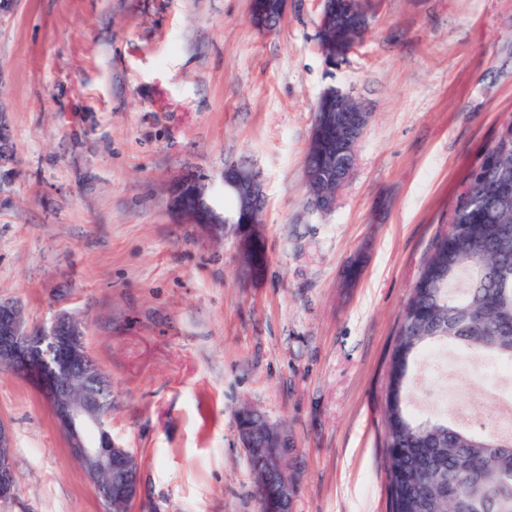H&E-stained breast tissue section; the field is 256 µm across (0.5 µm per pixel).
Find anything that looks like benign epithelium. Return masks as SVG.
I'll return each instance as SVG.
<instances>
[{"mask_svg":"<svg viewBox=\"0 0 512 512\" xmlns=\"http://www.w3.org/2000/svg\"><path fill=\"white\" fill-rule=\"evenodd\" d=\"M272 10L261 0H250L249 17L255 29L272 31L284 17L288 0H278ZM320 31L336 30V56L345 55L367 30L368 16L361 0H354L350 17L343 19L334 0H321ZM311 139L335 143L336 167L311 169L305 183L312 206L321 212L336 208L339 193L347 184L356 165V147L370 120V113L353 105V96L335 88L326 90L316 105ZM224 193L246 201L232 213L221 214L206 203L191 210L174 211L187 224H195L210 237L221 239L231 231L244 248L263 239L258 204L263 200L258 173L245 164H230L224 169ZM50 330L55 340L54 366H43L38 332L29 329L21 308L0 302V366L14 369L25 376L48 404L65 435L68 447L84 470L88 480L99 489L107 506L114 502H133L141 492L140 468L129 449L112 438L108 428L111 412L94 395L70 397L72 382L94 375L92 359L76 335V319L66 313L57 314ZM268 448L265 456L267 472L274 476L287 473L286 451L292 447L288 430L270 425L264 435ZM17 488L12 460L9 428L0 422V500L10 499Z\"/></svg>","mask_w":512,"mask_h":512,"instance_id":"7a95c632","label":"benign epithelium"}]
</instances>
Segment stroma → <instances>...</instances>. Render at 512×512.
I'll return each instance as SVG.
<instances>
[{
    "label": "stroma",
    "mask_w": 512,
    "mask_h": 512,
    "mask_svg": "<svg viewBox=\"0 0 512 512\" xmlns=\"http://www.w3.org/2000/svg\"><path fill=\"white\" fill-rule=\"evenodd\" d=\"M319 0L268 33L249 0H11L0 11V302L30 329L68 312L112 383L113 438L140 464L129 512H259L236 429L248 403L295 448L293 512H385L386 355L426 251L512 122V0H372L329 60ZM372 120L336 208L308 203L324 90ZM260 173L266 263L180 221L169 189L228 162ZM421 358L419 417L485 431L484 361ZM18 490L0 512H107L38 392L0 369Z\"/></svg>",
    "instance_id": "1"
}]
</instances>
